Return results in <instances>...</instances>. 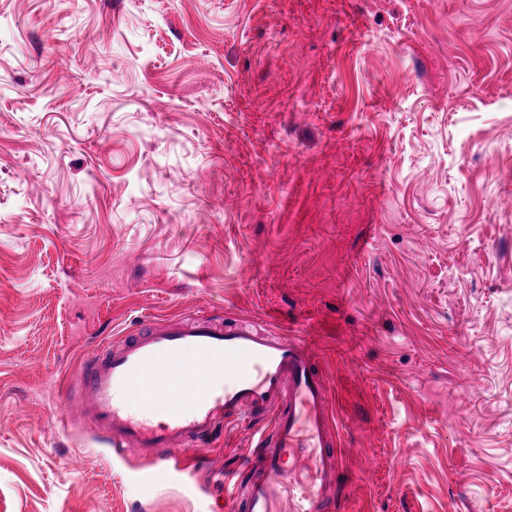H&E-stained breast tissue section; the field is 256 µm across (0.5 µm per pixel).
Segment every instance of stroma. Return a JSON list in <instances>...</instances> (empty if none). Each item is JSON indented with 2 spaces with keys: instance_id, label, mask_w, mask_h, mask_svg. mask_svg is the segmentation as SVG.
Here are the masks:
<instances>
[{
  "instance_id": "stroma-1",
  "label": "stroma",
  "mask_w": 512,
  "mask_h": 512,
  "mask_svg": "<svg viewBox=\"0 0 512 512\" xmlns=\"http://www.w3.org/2000/svg\"><path fill=\"white\" fill-rule=\"evenodd\" d=\"M201 311L314 338L345 512H512V0H0V512H222L57 392Z\"/></svg>"
}]
</instances>
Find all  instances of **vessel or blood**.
Listing matches in <instances>:
<instances>
[{
  "instance_id": "b4317fda",
  "label": "vessel or blood",
  "mask_w": 512,
  "mask_h": 512,
  "mask_svg": "<svg viewBox=\"0 0 512 512\" xmlns=\"http://www.w3.org/2000/svg\"><path fill=\"white\" fill-rule=\"evenodd\" d=\"M318 352L301 336H280L200 313L154 319L84 356L64 379L69 402L116 452L147 451L134 472L140 485L172 481L204 466L202 455L223 426L253 429L247 481L210 468L224 486L227 512H336L344 467L329 386ZM299 448L315 451L307 476L286 471Z\"/></svg>"
}]
</instances>
